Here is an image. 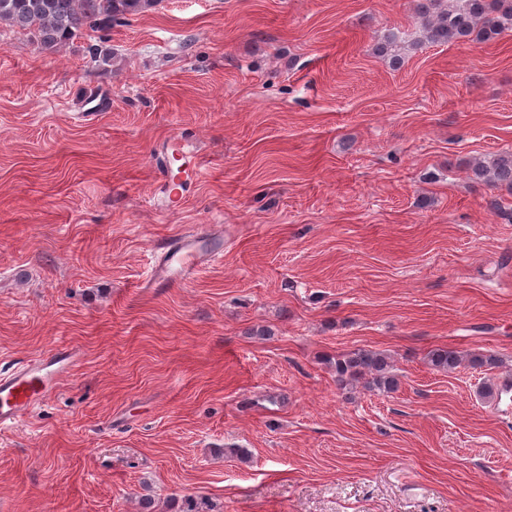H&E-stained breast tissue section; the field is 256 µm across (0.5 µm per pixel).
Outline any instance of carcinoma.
Listing matches in <instances>:
<instances>
[{
  "label": "carcinoma",
  "instance_id": "1",
  "mask_svg": "<svg viewBox=\"0 0 512 512\" xmlns=\"http://www.w3.org/2000/svg\"><path fill=\"white\" fill-rule=\"evenodd\" d=\"M158 0H0V23L28 31L38 47L51 51L86 29L100 31L129 15L144 13ZM422 37L428 43L459 41L488 42L512 30V0H423L418 6ZM392 68L404 63L396 35H388L376 47ZM473 179L493 183L512 192V152L496 154L475 162ZM334 368L341 389L361 385L392 392L398 379L387 355L353 350L327 359ZM427 364L437 371H451L462 365L494 367L497 358L481 353H461L436 348L427 354Z\"/></svg>",
  "mask_w": 512,
  "mask_h": 512
}]
</instances>
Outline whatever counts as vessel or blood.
Here are the masks:
<instances>
[{"mask_svg": "<svg viewBox=\"0 0 512 512\" xmlns=\"http://www.w3.org/2000/svg\"><path fill=\"white\" fill-rule=\"evenodd\" d=\"M224 240L214 235L182 234L165 244L152 265L147 282L176 287L210 265L223 251ZM80 364L72 347L54 346L15 370L0 374V427L18 424L30 416L56 390L59 382Z\"/></svg>", "mask_w": 512, "mask_h": 512, "instance_id": "vessel-or-blood-1", "label": "vessel or blood"}]
</instances>
